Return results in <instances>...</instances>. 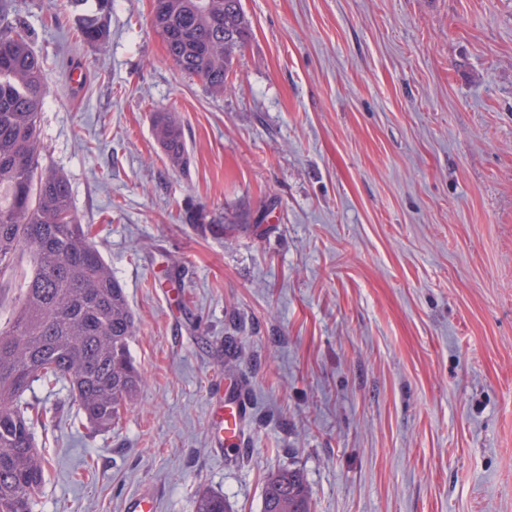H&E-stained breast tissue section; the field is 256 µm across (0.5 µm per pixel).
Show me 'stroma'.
<instances>
[{
  "label": "stroma",
  "instance_id": "35a3bbf8",
  "mask_svg": "<svg viewBox=\"0 0 512 512\" xmlns=\"http://www.w3.org/2000/svg\"><path fill=\"white\" fill-rule=\"evenodd\" d=\"M242 5L252 37L214 95L153 0H112L102 47L68 0L12 4L50 87L44 161L126 291L144 375L109 430L33 383L36 512L145 491L192 512L203 489L261 512L288 466L315 512H512V0ZM155 112L179 118L187 169ZM236 378L250 415L217 451ZM154 138L173 169H184L190 162L180 121L172 112H155L152 117Z\"/></svg>",
  "mask_w": 512,
  "mask_h": 512
}]
</instances>
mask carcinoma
I'll return each instance as SVG.
<instances>
[{"label": "carcinoma", "instance_id": "1", "mask_svg": "<svg viewBox=\"0 0 512 512\" xmlns=\"http://www.w3.org/2000/svg\"><path fill=\"white\" fill-rule=\"evenodd\" d=\"M168 56L215 94L250 38L241 0H153ZM112 0L78 18L82 41L105 45ZM20 26L0 34V280L19 276L18 302L0 325V512H35L45 460L34 419L21 408L33 382L64 381L90 425L112 427L138 396L143 374L130 352L136 317L123 285L78 221L65 176L42 164L40 110L49 94L43 62ZM154 138L173 169L190 162L180 121L155 112ZM27 269L18 273L19 258ZM193 512H231L202 492ZM261 512H313L303 472L280 468L262 491Z\"/></svg>", "mask_w": 512, "mask_h": 512}]
</instances>
